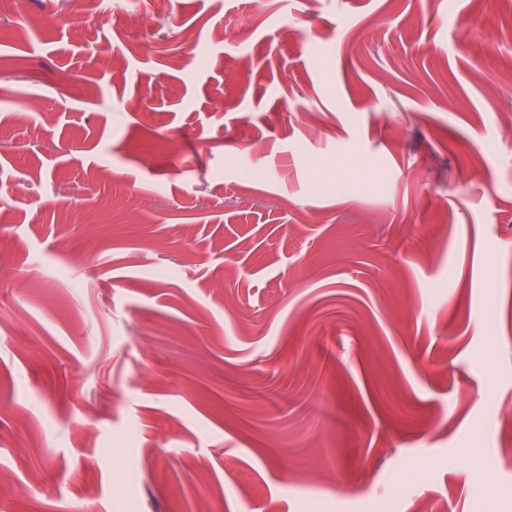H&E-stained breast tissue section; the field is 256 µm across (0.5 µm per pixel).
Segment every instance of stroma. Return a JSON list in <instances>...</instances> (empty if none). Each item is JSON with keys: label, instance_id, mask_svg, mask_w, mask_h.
I'll list each match as a JSON object with an SVG mask.
<instances>
[{"label": "stroma", "instance_id": "stroma-1", "mask_svg": "<svg viewBox=\"0 0 512 512\" xmlns=\"http://www.w3.org/2000/svg\"><path fill=\"white\" fill-rule=\"evenodd\" d=\"M434 9L0 0V512H512V0Z\"/></svg>", "mask_w": 512, "mask_h": 512}]
</instances>
